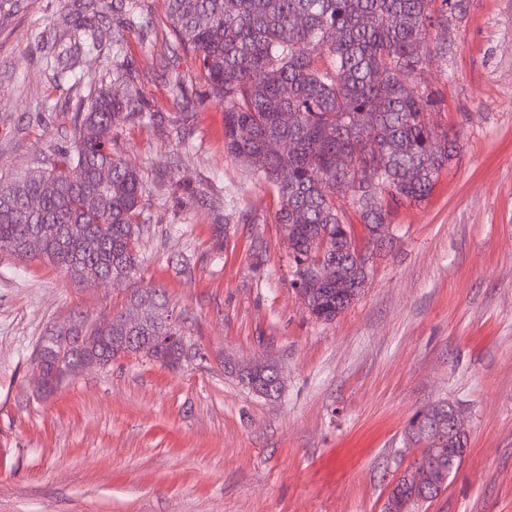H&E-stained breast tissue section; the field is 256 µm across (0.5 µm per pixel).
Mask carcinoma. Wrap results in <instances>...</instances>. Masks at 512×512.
<instances>
[{
  "label": "carcinoma",
  "mask_w": 512,
  "mask_h": 512,
  "mask_svg": "<svg viewBox=\"0 0 512 512\" xmlns=\"http://www.w3.org/2000/svg\"><path fill=\"white\" fill-rule=\"evenodd\" d=\"M142 2L83 0L94 17L118 12L109 41L89 18L53 25L47 67L70 72L79 55L106 47L107 68L78 95L69 145L36 168L0 176V253L38 258L78 282L136 277L145 188L139 170L112 152V130L121 119L147 118L149 106L140 95L113 94L106 81H130L124 31L143 30ZM458 6V0H168L172 49L198 59L207 97L224 104L225 152L257 182L276 188L275 223L296 245L293 274L302 264L313 266L303 291L317 320H336L369 277L346 248L351 225L342 202L377 241L386 224L383 190L395 191L394 202H419L455 157L457 139L424 119L437 99L417 77L431 57L420 47L445 39L448 15ZM376 158L378 172L371 170ZM348 165L375 187L356 194ZM74 166L83 174L78 185L66 175ZM32 236L40 241L35 253L26 247ZM342 262L353 266L350 290L328 276ZM126 305L144 307L142 324L129 326L118 310L90 325L71 324L69 340L58 331L42 338L46 394L88 362L104 368L134 354L168 366L151 338L185 333L165 290L138 286ZM242 380L267 397L282 388L275 365L264 359ZM448 411L440 402L418 409L405 436L417 443L441 431L438 447H461L448 436ZM431 498V487L399 482L385 512H394L393 502L414 512Z\"/></svg>",
  "instance_id": "carcinoma-1"
}]
</instances>
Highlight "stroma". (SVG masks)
I'll use <instances>...</instances> for the list:
<instances>
[{"label": "stroma", "mask_w": 512, "mask_h": 512, "mask_svg": "<svg viewBox=\"0 0 512 512\" xmlns=\"http://www.w3.org/2000/svg\"><path fill=\"white\" fill-rule=\"evenodd\" d=\"M76 8L22 0L0 25V174L72 126L70 83L43 56ZM142 21L124 51L158 119L112 133L145 187L136 282L0 254V512H383L411 456L404 425L437 401L463 414L467 451L417 512H512V0H462L450 20L421 78L457 155L423 201L390 210L364 292L332 322L291 285L276 191L227 158L223 105L186 111L199 64L170 54L166 0H144ZM136 283L165 288L202 358L172 372L130 354L38 394L41 337L110 314ZM258 357L280 369L279 397L234 372Z\"/></svg>", "instance_id": "stroma-1"}]
</instances>
